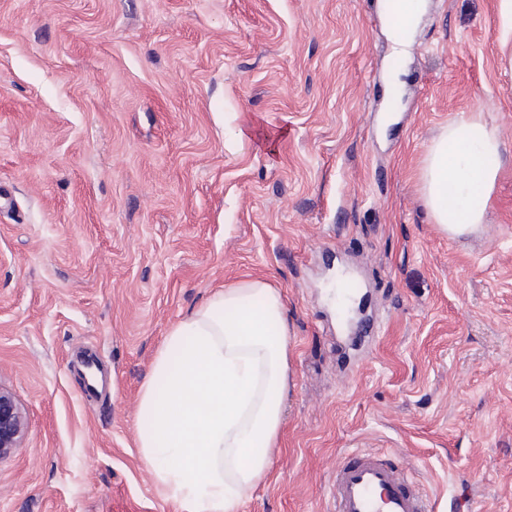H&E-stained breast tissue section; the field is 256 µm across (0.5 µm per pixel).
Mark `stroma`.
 I'll list each match as a JSON object with an SVG mask.
<instances>
[{
	"mask_svg": "<svg viewBox=\"0 0 512 512\" xmlns=\"http://www.w3.org/2000/svg\"><path fill=\"white\" fill-rule=\"evenodd\" d=\"M381 3L0 0V387L27 419L0 512H173L140 389L242 279L281 290L291 345L281 448L240 512H328L356 449L433 512H512V162L468 237L419 181L462 115L512 146L505 24L498 0H425L402 46Z\"/></svg>",
	"mask_w": 512,
	"mask_h": 512,
	"instance_id": "stroma-1",
	"label": "stroma"
}]
</instances>
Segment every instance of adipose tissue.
<instances>
[{
    "mask_svg": "<svg viewBox=\"0 0 512 512\" xmlns=\"http://www.w3.org/2000/svg\"><path fill=\"white\" fill-rule=\"evenodd\" d=\"M505 161V142L483 114L449 123L420 165L433 223L485 224ZM289 347L282 293L261 279L212 292L170 329L140 390L137 446L176 512H240L266 482Z\"/></svg>",
    "mask_w": 512,
    "mask_h": 512,
    "instance_id": "ef3b65f1",
    "label": "adipose tissue"
}]
</instances>
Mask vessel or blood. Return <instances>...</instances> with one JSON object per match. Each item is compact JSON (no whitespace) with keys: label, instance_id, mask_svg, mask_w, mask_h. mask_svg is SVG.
Listing matches in <instances>:
<instances>
[{"label":"vessel or blood","instance_id":"vessel-or-blood-1","mask_svg":"<svg viewBox=\"0 0 512 512\" xmlns=\"http://www.w3.org/2000/svg\"><path fill=\"white\" fill-rule=\"evenodd\" d=\"M328 486L332 512H429L408 476L372 450L344 457Z\"/></svg>","mask_w":512,"mask_h":512}]
</instances>
